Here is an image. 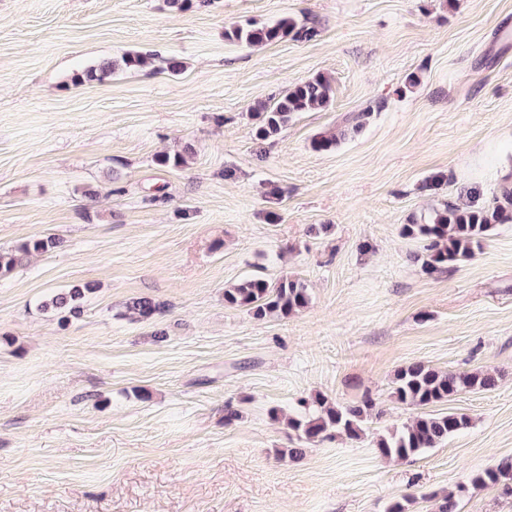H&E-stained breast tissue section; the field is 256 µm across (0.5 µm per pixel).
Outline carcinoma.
Here are the masks:
<instances>
[{
    "instance_id": "carcinoma-1",
    "label": "carcinoma",
    "mask_w": 512,
    "mask_h": 512,
    "mask_svg": "<svg viewBox=\"0 0 512 512\" xmlns=\"http://www.w3.org/2000/svg\"><path fill=\"white\" fill-rule=\"evenodd\" d=\"M317 29L286 17L273 24L248 21L224 31V37L249 46L266 45L286 39L310 40ZM148 57L140 52L128 53L121 62L105 61L75 77V81L103 82L116 70L124 67L135 69L147 64ZM333 88L330 81L318 74L288 88L270 104H259L251 112L255 137L266 140L285 129L293 117L301 112L322 110L330 106ZM382 103L369 105L359 112H351L345 119L344 128L352 134L363 130L374 111ZM341 135L318 133L311 139V148L317 152L335 149ZM512 223V187H504L500 193L481 203L460 206L443 202L430 209L427 215L403 225L405 236L424 242V268L431 272L448 270L460 261L473 256L474 248L499 224ZM91 288H73L51 302L49 307L69 308L76 314L79 302ZM309 294L305 285L287 277L277 281L262 276H252L224 289V304L242 308L257 318L267 316H291L307 306ZM497 385L496 378L483 372H456L439 370L423 362H414L395 370L392 395L403 405L422 409L448 400L463 391L491 390ZM375 407L372 399L358 404L340 405L320 393L298 401V412L288 416L286 426L298 440L314 444L343 434L358 440L363 434V424ZM470 418L465 414L423 412L410 422L378 436L375 442L379 455L384 458L409 459L436 448L449 437L469 427ZM469 482L474 487L503 485L512 493V459L497 466L472 474ZM436 512H459L457 495L448 492L434 495Z\"/></svg>"
}]
</instances>
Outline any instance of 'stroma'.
<instances>
[{"instance_id": "35a3bbf8", "label": "stroma", "mask_w": 512, "mask_h": 512, "mask_svg": "<svg viewBox=\"0 0 512 512\" xmlns=\"http://www.w3.org/2000/svg\"><path fill=\"white\" fill-rule=\"evenodd\" d=\"M286 16L317 35L224 37ZM135 51L150 65L76 83ZM318 74L331 106L257 139L252 108ZM378 101L361 133L312 150ZM178 152L184 166L157 165ZM507 181L512 0H0V250L19 254L0 276V512H386L405 495L435 512L457 489L460 512H512L501 486L467 484L512 457V223L433 274L402 233ZM248 275L297 279L309 304L225 306ZM83 284L80 314L48 307ZM142 300L152 316L130 312ZM413 362L497 385L447 403L467 429L385 459L377 436L418 414L391 396ZM318 392L373 399L364 437L276 457L283 415Z\"/></svg>"}]
</instances>
